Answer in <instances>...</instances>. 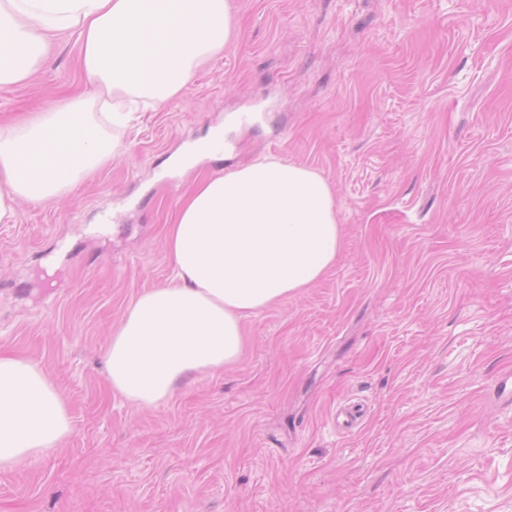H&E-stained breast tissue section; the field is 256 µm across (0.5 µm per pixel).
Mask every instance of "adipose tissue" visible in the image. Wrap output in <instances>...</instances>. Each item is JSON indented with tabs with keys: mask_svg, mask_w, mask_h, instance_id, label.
Returning <instances> with one entry per match:
<instances>
[{
	"mask_svg": "<svg viewBox=\"0 0 512 512\" xmlns=\"http://www.w3.org/2000/svg\"><path fill=\"white\" fill-rule=\"evenodd\" d=\"M76 34L94 94L0 123V224L15 202L66 196L122 151L118 126L177 98L238 37L231 0H0V89L27 84L50 39ZM169 286L140 293L113 329L107 382L138 408L188 377L237 363L245 320L303 293L334 266L341 226L316 170L264 156L207 178L166 226ZM66 398L33 362L0 355V471L57 449Z\"/></svg>",
	"mask_w": 512,
	"mask_h": 512,
	"instance_id": "obj_1",
	"label": "adipose tissue"
}]
</instances>
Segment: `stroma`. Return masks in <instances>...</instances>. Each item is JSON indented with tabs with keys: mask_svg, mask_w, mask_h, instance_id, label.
<instances>
[{
	"mask_svg": "<svg viewBox=\"0 0 512 512\" xmlns=\"http://www.w3.org/2000/svg\"><path fill=\"white\" fill-rule=\"evenodd\" d=\"M232 4L238 41L120 157L0 224V351L39 364L74 421L0 471V512H512V0ZM78 55L57 33L0 116L87 91ZM219 125L223 162L160 174ZM265 155L328 179L335 266L248 318L237 364L132 407L104 353L169 280L167 217Z\"/></svg>",
	"mask_w": 512,
	"mask_h": 512,
	"instance_id": "stroma-1",
	"label": "stroma"
}]
</instances>
